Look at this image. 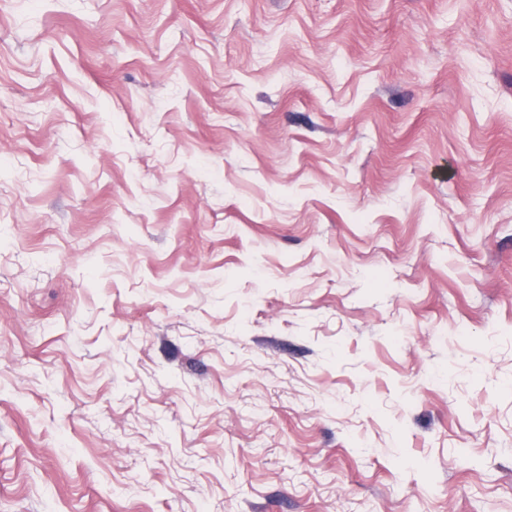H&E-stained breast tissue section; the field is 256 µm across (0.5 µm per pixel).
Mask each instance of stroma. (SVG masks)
<instances>
[{
  "label": "stroma",
  "instance_id": "1",
  "mask_svg": "<svg viewBox=\"0 0 512 512\" xmlns=\"http://www.w3.org/2000/svg\"><path fill=\"white\" fill-rule=\"evenodd\" d=\"M0 512H512V0H0Z\"/></svg>",
  "mask_w": 512,
  "mask_h": 512
}]
</instances>
